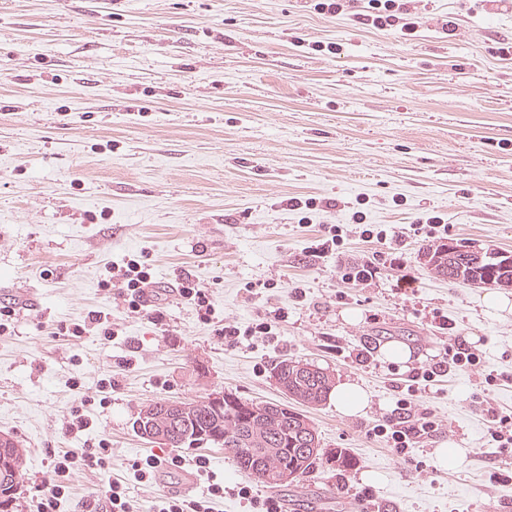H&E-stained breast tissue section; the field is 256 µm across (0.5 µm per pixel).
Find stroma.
<instances>
[{"mask_svg": "<svg viewBox=\"0 0 512 512\" xmlns=\"http://www.w3.org/2000/svg\"><path fill=\"white\" fill-rule=\"evenodd\" d=\"M418 13L407 40L318 14L312 0H0V295L38 298L0 332V432L27 450L13 512H36L55 455L103 438L108 467L75 470L57 512H103L92 490L110 477L136 512H154L201 458L194 496L223 485L214 512H265L271 497L284 512H512V455L496 450L487 413L512 410V314L424 257L450 242L512 254V59L497 53L512 41V7L420 0ZM301 196L337 206H286ZM434 215L444 227L430 238L418 226ZM325 224L344 245L311 256ZM369 225L386 240L364 241ZM129 258L150 266L162 324L101 290ZM351 261L376 275L343 281ZM183 269L207 291L210 322L169 293ZM91 311L113 337L61 334ZM261 322L271 335L231 345L216 334ZM452 334L483 365L450 367L412 396L439 429L398 456L373 428L414 369L444 361ZM390 340L411 360L383 361ZM284 358L368 393L358 417L331 399L308 412L352 467L326 461L269 488L223 449L170 448L132 428L151 400L283 401L271 369ZM486 367L504 380L486 384ZM76 410L87 425L72 430ZM445 445L461 448L457 466L437 464ZM150 458L155 481H131Z\"/></svg>", "mask_w": 512, "mask_h": 512, "instance_id": "35a3bbf8", "label": "stroma"}]
</instances>
